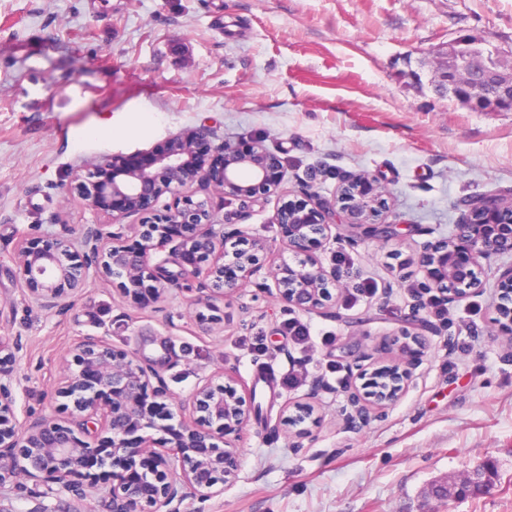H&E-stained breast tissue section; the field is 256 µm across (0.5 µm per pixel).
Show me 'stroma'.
Listing matches in <instances>:
<instances>
[{"label":"stroma","mask_w":512,"mask_h":512,"mask_svg":"<svg viewBox=\"0 0 512 512\" xmlns=\"http://www.w3.org/2000/svg\"><path fill=\"white\" fill-rule=\"evenodd\" d=\"M459 36L512 49V0H0V335L23 343L18 415H60L48 398L60 361L96 336L152 366L173 398L229 371L260 403L261 417L228 437L238 471L221 494L186 500L189 512H512V336L492 328L496 271L512 256L482 262L480 287L447 320L417 294L428 282L420 255L453 235L469 199L512 201V112L475 111L431 81L437 50ZM200 125L213 145L255 142L280 157L284 178L263 204L223 208L276 264L294 260L272 222L282 200L379 176L398 236L318 252L376 295L337 291L330 313L305 312L248 282L206 305L176 293L134 308L98 275L64 311L29 298L14 261L23 234L108 221L69 194L74 176ZM408 332L425 336L420 354L405 351ZM382 344L412 377L352 428L356 366ZM315 379L324 389L312 399ZM306 405L321 421L300 440L286 419ZM481 465L488 492L431 495ZM95 481L84 499L9 484L0 512H109L111 480Z\"/></svg>","instance_id":"1"}]
</instances>
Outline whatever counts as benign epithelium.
<instances>
[{
	"mask_svg": "<svg viewBox=\"0 0 512 512\" xmlns=\"http://www.w3.org/2000/svg\"><path fill=\"white\" fill-rule=\"evenodd\" d=\"M498 48L461 37L437 53L435 88L456 100L489 112H512V69ZM205 126L189 128L176 137L177 146L136 166L129 158L112 155L91 172L74 177L78 197L94 211L111 216L112 231L98 224L74 237L67 230L50 239L26 235L17 245L22 287L45 310L65 309L85 287L91 273L118 280L121 296L133 306L154 302L174 292H193L200 303L219 295L233 296L263 268L266 243L240 227L230 230L216 218L213 194L230 197L245 209L276 191L281 172L279 157L254 144L224 148V168L214 174L192 166L194 144L210 141ZM174 206L160 204L163 195ZM389 211L385 187L365 174L343 182L328 199L304 190L284 201L274 215L281 242L301 257L298 267L283 263L273 272L278 298L288 308L324 309L332 300L329 286L343 289L339 271L325 268L312 250L332 238V226L343 224L362 237L386 241L396 235L397 221L380 222ZM140 217L137 224L123 220ZM139 237L133 248L125 233ZM234 237L241 249L224 251ZM80 244H75V241ZM512 255V202L481 195L469 204L464 221L448 240L427 245L420 257L433 288L452 282L480 286L475 269L480 260ZM22 345L0 336V488L9 481L32 480L45 497L68 493L87 498L97 484L75 483L70 477L97 457L112 468L108 489L110 512H181L189 497L216 494L215 486L240 467L236 452L219 440L238 433L248 422L251 407L237 390L206 382L179 401L182 430L171 446L151 432L169 433L173 415L164 385H152L158 375L135 356L97 337L85 338L62 365L61 386L52 397L63 399L69 419L28 417L21 423L13 393V365ZM382 350L363 353L369 366L357 379L397 372L400 381L384 392L356 391L349 397L352 425H362L368 407H385L402 394L411 372L385 364Z\"/></svg>",
	"mask_w": 512,
	"mask_h": 512,
	"instance_id": "benign-epithelium-1",
	"label": "benign epithelium"
}]
</instances>
